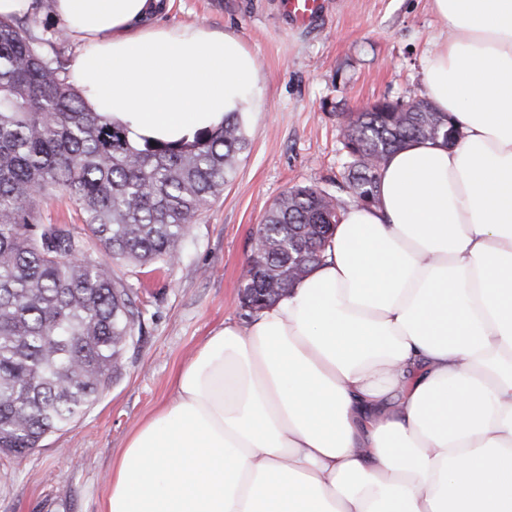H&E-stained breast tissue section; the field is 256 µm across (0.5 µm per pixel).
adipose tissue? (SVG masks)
<instances>
[{
	"instance_id": "1",
	"label": "adipose tissue",
	"mask_w": 512,
	"mask_h": 512,
	"mask_svg": "<svg viewBox=\"0 0 512 512\" xmlns=\"http://www.w3.org/2000/svg\"><path fill=\"white\" fill-rule=\"evenodd\" d=\"M431 2L426 96L459 140L398 148L290 294L206 338L104 512H512V0ZM164 7L51 0L87 107L135 141L193 140L260 81Z\"/></svg>"
}]
</instances>
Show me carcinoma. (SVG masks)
Instances as JSON below:
<instances>
[{"label": "carcinoma", "mask_w": 512, "mask_h": 512, "mask_svg": "<svg viewBox=\"0 0 512 512\" xmlns=\"http://www.w3.org/2000/svg\"><path fill=\"white\" fill-rule=\"evenodd\" d=\"M459 131L427 98L350 114L340 143L348 198L295 187L268 210L240 289L252 314L323 257L350 205L378 203L381 166L411 141ZM246 146L243 114L190 142H134L88 109L55 42L0 18V464L83 417L111 386L142 311L88 240L138 267L175 262L188 226L224 190ZM73 199L82 226L44 224L40 199Z\"/></svg>", "instance_id": "carcinoma-1"}]
</instances>
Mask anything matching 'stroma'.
I'll use <instances>...</instances> for the list:
<instances>
[{
	"label": "stroma",
	"instance_id": "1",
	"mask_svg": "<svg viewBox=\"0 0 512 512\" xmlns=\"http://www.w3.org/2000/svg\"><path fill=\"white\" fill-rule=\"evenodd\" d=\"M329 2L328 17L307 30L286 23L279 0H173L156 18L159 27L235 33L255 56L249 147L174 264L114 265L143 311L120 373L84 418L0 466V512H103L113 458L170 400L178 369L224 322L246 321L240 274L273 203L300 185L339 193L347 114L424 96V58L445 33L431 0Z\"/></svg>",
	"mask_w": 512,
	"mask_h": 512
}]
</instances>
